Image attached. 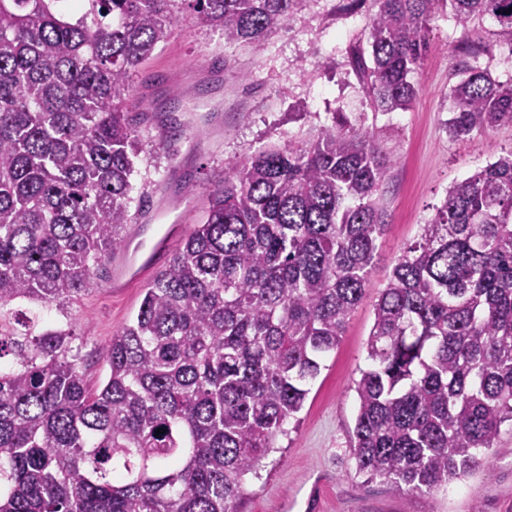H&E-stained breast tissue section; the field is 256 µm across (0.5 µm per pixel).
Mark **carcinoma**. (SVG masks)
<instances>
[{"mask_svg":"<svg viewBox=\"0 0 512 512\" xmlns=\"http://www.w3.org/2000/svg\"><path fill=\"white\" fill-rule=\"evenodd\" d=\"M0 0V512H237L249 480L363 302L388 222L391 157L332 113L225 164L199 224L84 375L68 307L130 221L135 158L153 141L133 78L193 15L258 41L302 0ZM376 106L405 110L439 7L489 17L512 47V0H374ZM448 133L512 124V84L462 63ZM23 303L56 310L39 323ZM355 380L352 455L372 478L431 495L481 467L512 423V152L454 183L395 260ZM161 433H156V430Z\"/></svg>","mask_w":512,"mask_h":512,"instance_id":"cac0c4a2","label":"carcinoma"}]
</instances>
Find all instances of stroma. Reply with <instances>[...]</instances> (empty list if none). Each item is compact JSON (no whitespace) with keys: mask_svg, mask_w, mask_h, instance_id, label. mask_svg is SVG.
<instances>
[{"mask_svg":"<svg viewBox=\"0 0 512 512\" xmlns=\"http://www.w3.org/2000/svg\"><path fill=\"white\" fill-rule=\"evenodd\" d=\"M373 11L372 0H303L285 26L255 45L224 42L192 17L177 22L134 80L137 109L148 113V130L163 145L137 160L130 211L153 215L150 234L172 224L191 232L228 162L291 137L315 139L335 112L359 119L393 157L382 192L389 226L371 288L336 351L322 360L299 423L279 438V452L248 485L238 512H512L510 424L502 426L496 449L486 452L484 467L426 498L369 479L350 452L354 382L367 366L374 298L450 186L512 151L510 125L465 139L448 133L455 64L477 65L512 83V53L492 36V22L463 24L439 13L426 32L425 61L413 75L415 101L388 112L374 105L351 65L353 48L367 43ZM174 100L187 132L162 123ZM151 279L147 273L123 288L103 279L71 307L73 332L88 350L89 387L106 373L95 348L111 342L136 314Z\"/></svg>","mask_w":512,"mask_h":512,"instance_id":"obj_1","label":"stroma"}]
</instances>
